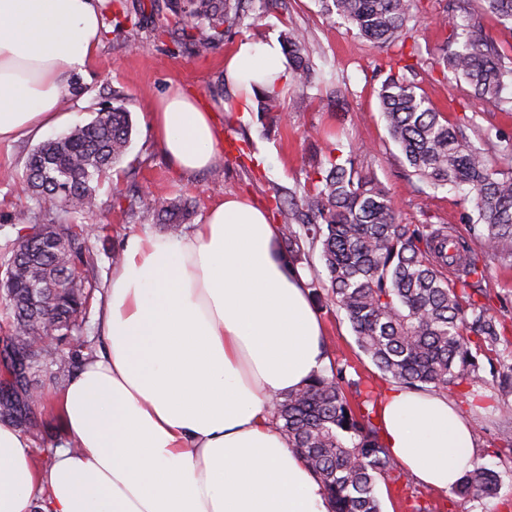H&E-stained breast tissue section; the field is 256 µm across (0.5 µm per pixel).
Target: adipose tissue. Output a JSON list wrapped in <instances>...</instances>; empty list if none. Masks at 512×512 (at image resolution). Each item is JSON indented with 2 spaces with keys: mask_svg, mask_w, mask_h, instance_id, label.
<instances>
[{
  "mask_svg": "<svg viewBox=\"0 0 512 512\" xmlns=\"http://www.w3.org/2000/svg\"><path fill=\"white\" fill-rule=\"evenodd\" d=\"M97 0H0V144L67 119V77L99 48ZM277 42H244L227 68L247 95L284 77ZM177 171L210 168L215 116L172 90L150 105ZM104 341L58 393L65 441L37 459L0 423V512H331L272 415L327 361L307 279L280 227L228 195L171 238L127 239L97 317ZM385 447L425 487L451 490L474 434L446 395L392 386L377 410Z\"/></svg>",
  "mask_w": 512,
  "mask_h": 512,
  "instance_id": "obj_1",
  "label": "adipose tissue"
}]
</instances>
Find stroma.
I'll return each mask as SVG.
<instances>
[{
	"mask_svg": "<svg viewBox=\"0 0 512 512\" xmlns=\"http://www.w3.org/2000/svg\"><path fill=\"white\" fill-rule=\"evenodd\" d=\"M447 3L415 0L413 4L423 57L433 56L450 33L440 22ZM99 8L100 49L76 75L82 93L70 95L63 109L71 115L72 125H84L95 118L101 102L115 95L123 98L133 129L128 153L116 167L114 178L124 187H147L158 194L186 199L194 207L191 221L195 224L228 194L248 197L272 213L276 194L304 184L307 171L324 160L328 149L344 152L354 144L360 148L359 166L386 188L402 223L448 224L458 236L468 237L466 215L471 206L464 191L450 186L437 191L424 187L411 175L380 117L378 91L387 75L385 51L357 35L340 17L326 15L318 0H288L287 12L273 11L249 27L232 30L204 57L188 54L161 25L148 20L137 28L128 23L114 28L112 0H100ZM289 26L301 29L307 37L314 65L309 98L282 91L280 111L288 115L284 123L277 120V113L260 111L254 102L247 111H240L235 86L223 80L226 59L239 42L276 39ZM416 81L448 119L467 117L466 133L477 147L496 154L501 167L512 166V159L499 153L501 144L512 142V113L482 104L454 76L421 69ZM341 85L347 86L349 93L339 101L330 92ZM177 86L195 91L214 112L223 168L190 177L180 175L153 141L147 107ZM488 128L496 132V141L483 139L482 133ZM97 195L99 209L90 221L103 225L104 230L91 237L87 247L92 257L89 275L101 288L112 273L113 251L122 249L129 236L163 235L167 229L154 223L144 208L113 206L110 183H103ZM37 209L36 202L25 196L16 182L0 180V248L17 236L10 224L12 215ZM487 265L481 287L497 317L511 325L512 267L492 259ZM318 315L329 363L351 365L370 380L375 391L389 387V380L359 349L345 316L326 308L319 309ZM477 363L480 379L471 391L483 396V403L473 405L471 398L460 396L454 389L447 395L472 424L474 461L499 472L502 486L498 497L492 499H464L422 490L421 500L429 504L431 512H512V343L478 355ZM31 383L43 393L44 401L32 408L38 429L30 441L37 449L55 447L63 433L49 406L64 380L42 372L32 377Z\"/></svg>",
	"mask_w": 512,
	"mask_h": 512,
	"instance_id": "stroma-1",
	"label": "stroma"
}]
</instances>
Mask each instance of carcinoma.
Returning a JSON list of instances; mask_svg holds the SVG:
<instances>
[{"label": "carcinoma", "instance_id": "1", "mask_svg": "<svg viewBox=\"0 0 512 512\" xmlns=\"http://www.w3.org/2000/svg\"><path fill=\"white\" fill-rule=\"evenodd\" d=\"M359 36L391 50L379 92L380 113L391 140L418 181L433 189L468 187L472 194L470 242L448 241V228L402 224L385 187L356 163L359 148L345 159L328 157L307 174L298 190L278 196L285 251L296 261L305 247L320 250L326 279V306L344 314L358 347L390 381L415 390H446L477 382L474 352H492L504 338V326L475 284L484 280L485 259L512 265V171L477 148L464 125L442 118L414 76L425 64L414 43L418 25L411 0H318ZM288 10V0H166L169 33L204 56L224 33L244 25L249 7ZM490 14L512 32V0H448V40L430 65L464 81L483 103L504 109L501 93L512 83V57L499 34L483 24ZM288 55V87L305 97L313 64L304 33L290 27L282 34ZM130 112L122 104L99 109L89 123L42 142L29 154L24 189L40 208L32 241L25 235L0 252V287L13 316L14 335L4 346L27 361L28 373L70 368L72 348L49 355L46 338H79L95 286L84 244L92 229L84 215L98 208V187L112 181L115 166L129 150ZM134 202L146 207L154 223L178 227L192 216L180 197L144 189ZM462 264L449 278L448 258ZM346 368H331L309 384L276 398L275 420L288 447L319 479L333 512H381L378 480L398 462L374 423L378 395L360 380L346 381ZM354 385V400L346 386ZM32 385L0 396V419L34 429ZM500 475L477 462L452 493L462 498H491Z\"/></svg>", "mask_w": 512, "mask_h": 512}]
</instances>
